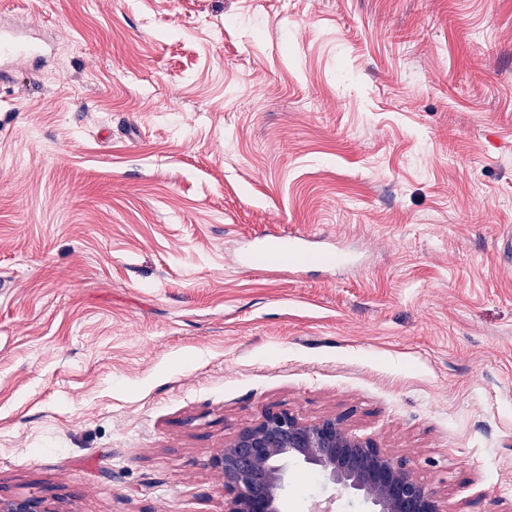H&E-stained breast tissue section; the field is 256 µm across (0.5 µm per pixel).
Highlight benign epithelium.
Wrapping results in <instances>:
<instances>
[{"instance_id": "7a95c632", "label": "benign epithelium", "mask_w": 512, "mask_h": 512, "mask_svg": "<svg viewBox=\"0 0 512 512\" xmlns=\"http://www.w3.org/2000/svg\"><path fill=\"white\" fill-rule=\"evenodd\" d=\"M209 465L224 477V512H282L291 469L300 467L361 499L366 512H446L407 459L353 432L343 415L308 420L269 407L224 444ZM0 512L51 510L28 497L1 499Z\"/></svg>"}]
</instances>
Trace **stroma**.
<instances>
[{"mask_svg":"<svg viewBox=\"0 0 512 512\" xmlns=\"http://www.w3.org/2000/svg\"><path fill=\"white\" fill-rule=\"evenodd\" d=\"M0 499L224 512L268 407L512 512V0H0ZM265 233L347 261L265 257ZM332 499L291 474L288 512ZM37 51L34 44L20 41L12 36L0 33V59H20ZM314 240V237L300 233H290L288 234V237L267 234L259 240L253 242L247 253L239 257L238 264L241 265L247 261H250L255 256L267 252L275 243L283 244L285 251L288 252V255L309 254L311 251L308 244L314 242Z\"/></svg>","mask_w":512,"mask_h":512,"instance_id":"1","label":"stroma"}]
</instances>
